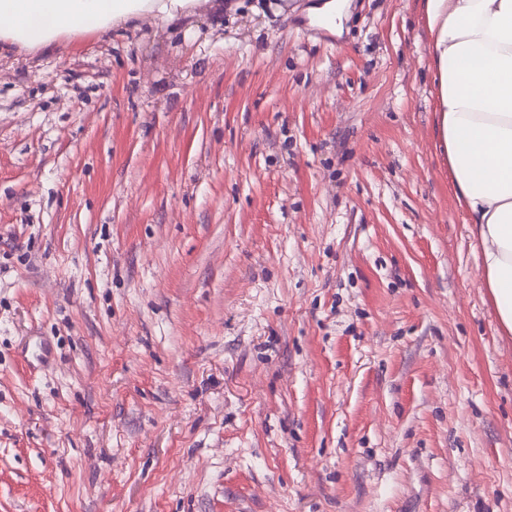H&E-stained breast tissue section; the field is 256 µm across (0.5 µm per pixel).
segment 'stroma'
Here are the masks:
<instances>
[{
  "label": "stroma",
  "mask_w": 512,
  "mask_h": 512,
  "mask_svg": "<svg viewBox=\"0 0 512 512\" xmlns=\"http://www.w3.org/2000/svg\"><path fill=\"white\" fill-rule=\"evenodd\" d=\"M223 2L0 51V512H512L423 0Z\"/></svg>",
  "instance_id": "stroma-1"
}]
</instances>
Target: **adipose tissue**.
<instances>
[{
    "label": "adipose tissue",
    "instance_id": "adipose-tissue-1",
    "mask_svg": "<svg viewBox=\"0 0 512 512\" xmlns=\"http://www.w3.org/2000/svg\"><path fill=\"white\" fill-rule=\"evenodd\" d=\"M193 0H0V44L50 48L113 23L185 14ZM438 139L480 255L498 332L512 335V0H425Z\"/></svg>",
    "mask_w": 512,
    "mask_h": 512
}]
</instances>
